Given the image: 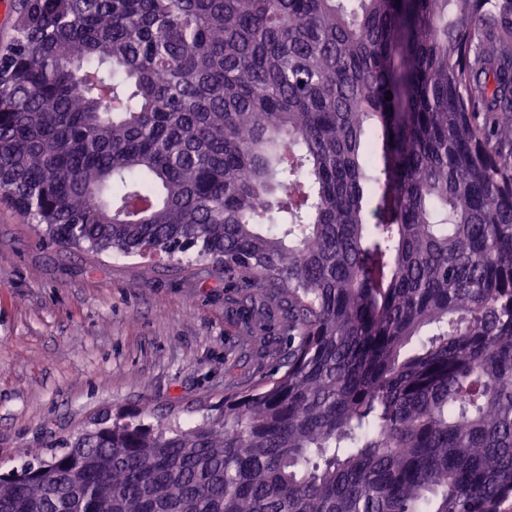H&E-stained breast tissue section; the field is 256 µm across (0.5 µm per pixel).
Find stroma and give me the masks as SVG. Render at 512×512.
<instances>
[{"label":"stroma","mask_w":512,"mask_h":512,"mask_svg":"<svg viewBox=\"0 0 512 512\" xmlns=\"http://www.w3.org/2000/svg\"><path fill=\"white\" fill-rule=\"evenodd\" d=\"M237 337L203 263L58 246L0 204V471L105 415H217Z\"/></svg>","instance_id":"stroma-1"}]
</instances>
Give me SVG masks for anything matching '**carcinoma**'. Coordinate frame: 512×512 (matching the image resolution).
I'll use <instances>...</instances> for the list:
<instances>
[{
  "instance_id": "obj_1",
  "label": "carcinoma",
  "mask_w": 512,
  "mask_h": 512,
  "mask_svg": "<svg viewBox=\"0 0 512 512\" xmlns=\"http://www.w3.org/2000/svg\"><path fill=\"white\" fill-rule=\"evenodd\" d=\"M13 12L0 201L210 261L248 369L0 473V512H512V0Z\"/></svg>"
}]
</instances>
